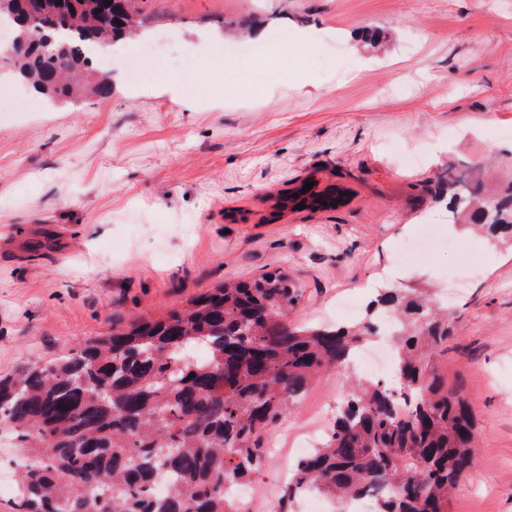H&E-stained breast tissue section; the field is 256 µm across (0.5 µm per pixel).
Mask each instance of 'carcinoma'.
Here are the masks:
<instances>
[{
    "instance_id": "carcinoma-1",
    "label": "carcinoma",
    "mask_w": 512,
    "mask_h": 512,
    "mask_svg": "<svg viewBox=\"0 0 512 512\" xmlns=\"http://www.w3.org/2000/svg\"><path fill=\"white\" fill-rule=\"evenodd\" d=\"M41 2L31 25L26 0L0 17L14 29L7 64L52 98L107 97L112 71L97 52L136 34L138 0ZM341 198L300 185L276 207L334 208ZM433 199L463 228L512 229L509 175L489 189L480 168L450 166ZM302 293L282 271L223 283L164 318L0 378V435L23 448L18 512H239L225 482L265 464L266 436L319 373L351 374L352 350L379 313L395 323L394 384L354 380L282 500L316 489L340 501L375 494L378 512H451L450 492L472 465L476 416L432 363L450 338L433 294L389 286L365 322L323 327L290 321Z\"/></svg>"
}]
</instances>
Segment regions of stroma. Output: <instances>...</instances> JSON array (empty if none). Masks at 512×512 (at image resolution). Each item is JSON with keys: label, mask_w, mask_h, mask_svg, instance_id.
Returning <instances> with one entry per match:
<instances>
[{"label": "stroma", "mask_w": 512, "mask_h": 512, "mask_svg": "<svg viewBox=\"0 0 512 512\" xmlns=\"http://www.w3.org/2000/svg\"><path fill=\"white\" fill-rule=\"evenodd\" d=\"M177 32L180 72L133 90L127 41L112 92L0 120V376L86 338L180 310L227 280L282 269L294 322L336 323V299L421 283L449 303L434 363L477 413L474 465L452 512H512V245L449 227L458 248L412 269L394 244L448 212L425 188L448 165L498 171L512 152V0H140ZM279 31L251 60L228 43ZM343 206L277 210L304 182ZM349 382L322 371L278 434L329 428ZM292 453L255 474L256 512L282 501Z\"/></svg>", "instance_id": "stroma-1"}]
</instances>
